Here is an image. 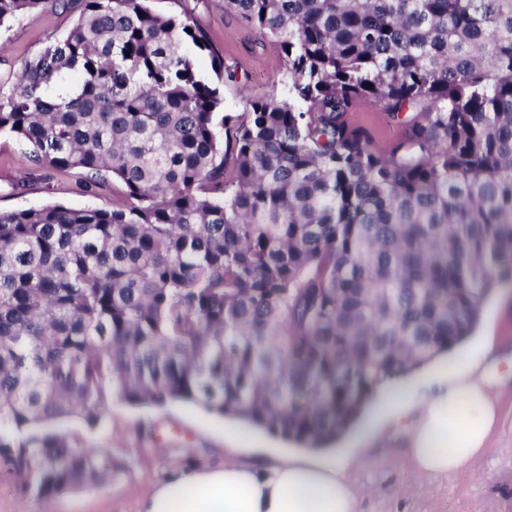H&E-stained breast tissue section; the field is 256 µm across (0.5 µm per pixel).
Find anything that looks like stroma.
Wrapping results in <instances>:
<instances>
[{
	"label": "stroma",
	"instance_id": "stroma-1",
	"mask_svg": "<svg viewBox=\"0 0 512 512\" xmlns=\"http://www.w3.org/2000/svg\"><path fill=\"white\" fill-rule=\"evenodd\" d=\"M179 9L236 73L234 80L220 85L225 111L239 115L249 111L250 99L284 92V61L273 38L242 24L225 10L224 0H181ZM78 14L75 8L50 5L0 26V93L13 91L24 61L61 37ZM346 118L366 129L383 150L406 134L404 118L392 117L372 102L358 104ZM124 201L123 187L115 179L85 189L77 171L35 168L25 145L0 134L1 211L53 203L109 208ZM489 336L503 350L496 373L505 382L499 388L502 422L491 434L485 455L468 472L429 478L401 454L402 435H384L361 451L364 463L356 475L364 491L361 512H512V284L496 288L470 337L425 365L424 372L441 375L469 358ZM68 427L80 434L84 446L111 450V479L94 488L45 495L0 470V512H137L153 484L171 468L224 455L242 462L274 460L298 450L242 421L182 402L157 407L116 400L98 427L89 429L78 421Z\"/></svg>",
	"mask_w": 512,
	"mask_h": 512
}]
</instances>
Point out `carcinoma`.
Wrapping results in <instances>:
<instances>
[{"mask_svg": "<svg viewBox=\"0 0 512 512\" xmlns=\"http://www.w3.org/2000/svg\"><path fill=\"white\" fill-rule=\"evenodd\" d=\"M58 2L0 0V26ZM82 3L0 94L34 163L127 196L0 211V464L38 493L112 477L56 425L113 398L325 448L512 283V0H224L288 77L242 116L185 14ZM361 101L416 113L405 138L373 146Z\"/></svg>", "mask_w": 512, "mask_h": 512, "instance_id": "carcinoma-1", "label": "carcinoma"}]
</instances>
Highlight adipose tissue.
I'll use <instances>...</instances> for the list:
<instances>
[{
  "mask_svg": "<svg viewBox=\"0 0 512 512\" xmlns=\"http://www.w3.org/2000/svg\"><path fill=\"white\" fill-rule=\"evenodd\" d=\"M498 346L487 341L477 356L435 382L425 394L404 381L386 382L370 405L358 435L370 440L380 424L400 426L403 454L424 475L466 470L488 445L500 421L497 382L489 372ZM358 458L323 464L304 457L272 462H204L173 470L154 484L139 512H359L360 490L352 479Z\"/></svg>",
  "mask_w": 512,
  "mask_h": 512,
  "instance_id": "adipose-tissue-1",
  "label": "adipose tissue"
}]
</instances>
